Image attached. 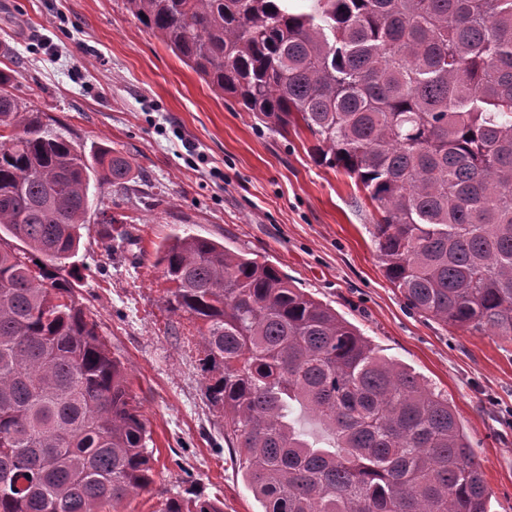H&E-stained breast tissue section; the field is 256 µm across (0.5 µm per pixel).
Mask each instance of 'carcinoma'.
<instances>
[{
    "label": "carcinoma",
    "instance_id": "1",
    "mask_svg": "<svg viewBox=\"0 0 512 512\" xmlns=\"http://www.w3.org/2000/svg\"><path fill=\"white\" fill-rule=\"evenodd\" d=\"M214 91L377 204L407 306L512 341V0H125ZM0 71V512H100L153 483L124 363L76 299L90 187L132 166L21 107ZM156 262L200 322L207 401L264 512H490L456 411L274 264L188 232ZM324 427L305 439L294 406ZM159 512H224L218 498Z\"/></svg>",
    "mask_w": 512,
    "mask_h": 512
}]
</instances>
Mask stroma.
<instances>
[{
	"mask_svg": "<svg viewBox=\"0 0 512 512\" xmlns=\"http://www.w3.org/2000/svg\"><path fill=\"white\" fill-rule=\"evenodd\" d=\"M12 94L56 131L106 144L133 164L126 189L94 190L78 253L66 261L151 434L154 482L104 512H158L170 496L262 505L204 391L198 325L166 305L156 247L198 234L268 260L357 326L455 407L491 492L512 512V342L439 325L409 309L372 241L378 216L353 180L318 164L309 134L281 135L215 93L127 11L124 0H0V69ZM132 244L112 246L101 210Z\"/></svg>",
	"mask_w": 512,
	"mask_h": 512,
	"instance_id": "stroma-1",
	"label": "stroma"
}]
</instances>
